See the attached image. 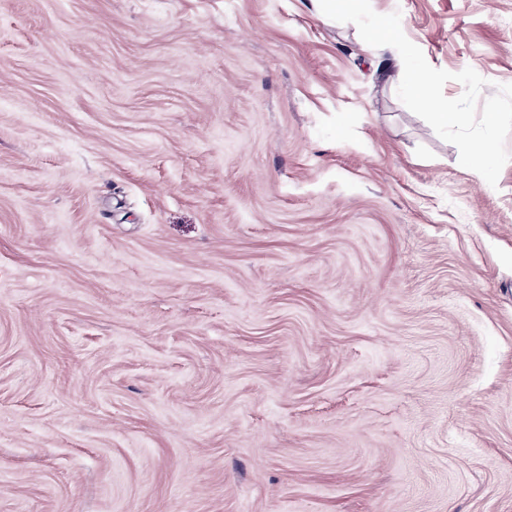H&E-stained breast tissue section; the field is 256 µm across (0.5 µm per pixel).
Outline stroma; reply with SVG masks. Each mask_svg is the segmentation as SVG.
I'll use <instances>...</instances> for the list:
<instances>
[{
  "mask_svg": "<svg viewBox=\"0 0 512 512\" xmlns=\"http://www.w3.org/2000/svg\"><path fill=\"white\" fill-rule=\"evenodd\" d=\"M512 84V0H371ZM318 0H0V512H512V159Z\"/></svg>",
  "mask_w": 512,
  "mask_h": 512,
  "instance_id": "obj_1",
  "label": "stroma"
}]
</instances>
